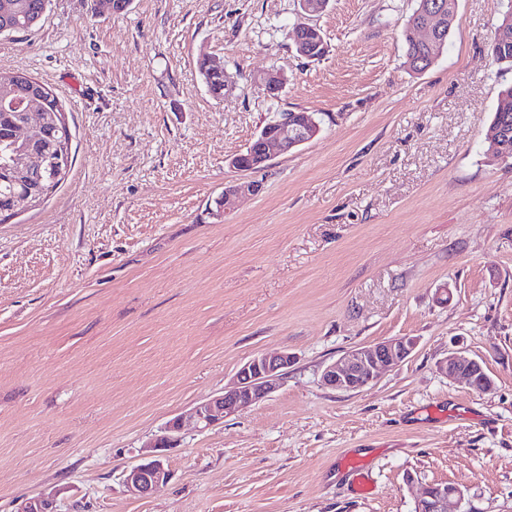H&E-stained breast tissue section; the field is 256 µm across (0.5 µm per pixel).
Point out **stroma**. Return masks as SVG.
I'll list each match as a JSON object with an SVG mask.
<instances>
[{
	"label": "stroma",
	"instance_id": "1",
	"mask_svg": "<svg viewBox=\"0 0 512 512\" xmlns=\"http://www.w3.org/2000/svg\"><path fill=\"white\" fill-rule=\"evenodd\" d=\"M415 0H330L326 54L284 36L296 0H50L0 36V69L58 94L74 161L39 208L0 224V512H414L430 484L512 512V162L484 141L512 69L489 51L495 0H458L436 63L404 64ZM218 60L223 100L197 61ZM287 83L266 97L254 78ZM319 134L260 171L229 160L277 113ZM260 191L217 211L226 184ZM409 336L356 392L320 382L350 350ZM482 393L448 381L449 348ZM295 356L263 402L165 449V423L255 354ZM438 370L448 380L464 383L479 392H491L495 387V382L483 362L467 357L458 350H448V355L438 363ZM152 459L135 465L124 472V486L130 495L146 496L168 478L163 454L157 453Z\"/></svg>",
	"mask_w": 512,
	"mask_h": 512
}]
</instances>
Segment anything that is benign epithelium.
<instances>
[{
    "instance_id": "benign-epithelium-1",
    "label": "benign epithelium",
    "mask_w": 512,
    "mask_h": 512,
    "mask_svg": "<svg viewBox=\"0 0 512 512\" xmlns=\"http://www.w3.org/2000/svg\"><path fill=\"white\" fill-rule=\"evenodd\" d=\"M298 3L305 22L293 28L289 37L301 56L317 58L321 53L308 45L302 29L312 27L309 20L325 10L328 0H298ZM437 20L436 16L425 17V23L417 27L421 32L417 41L428 43L438 35L439 27L435 25ZM256 83L271 98L282 91L285 78L280 72L271 70L257 77ZM46 126L47 113L31 112L25 125L13 134V140L28 142ZM319 131V124L308 113H285L262 128L252 138L246 152L234 156L230 165L241 171L263 168L269 161L309 142ZM258 192L259 184L254 181H234L224 187V194L217 205L227 208L235 199ZM415 347V339L409 337L363 346L327 365L322 371L321 382L336 391H360L376 381L383 371L402 364ZM293 363L294 357L288 353H261L251 357L238 369L233 382L224 386L223 393L197 403L189 411L166 423L153 443L159 453L124 472L126 491L134 496L150 494L168 478V470L164 466L160 451L178 445L185 427L191 425L200 430L208 429L223 423L231 415L261 403L278 388ZM438 370L448 380L464 383L480 392L487 393L495 387V382L483 362L467 357L458 350L448 351V355L438 363ZM451 500L455 501L461 512H469L463 508L464 492L456 486L444 484L428 486L417 498L415 512H448V502ZM19 512H56V509L53 498L37 496L22 503Z\"/></svg>"
}]
</instances>
